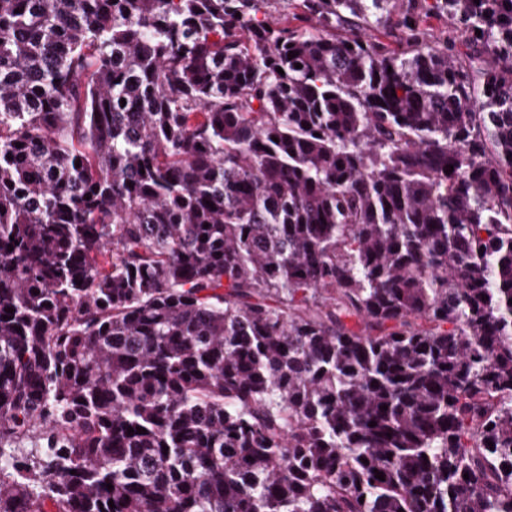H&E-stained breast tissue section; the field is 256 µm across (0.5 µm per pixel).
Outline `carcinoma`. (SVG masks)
Segmentation results:
<instances>
[{"mask_svg":"<svg viewBox=\"0 0 512 512\" xmlns=\"http://www.w3.org/2000/svg\"><path fill=\"white\" fill-rule=\"evenodd\" d=\"M400 509L512 512V0H0V512Z\"/></svg>","mask_w":512,"mask_h":512,"instance_id":"cac0c4a2","label":"carcinoma"}]
</instances>
